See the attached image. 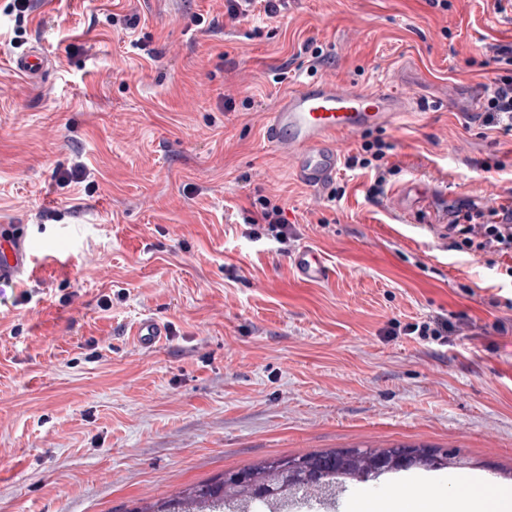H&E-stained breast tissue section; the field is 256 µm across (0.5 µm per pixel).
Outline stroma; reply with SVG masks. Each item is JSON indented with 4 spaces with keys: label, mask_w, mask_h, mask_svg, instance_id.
<instances>
[{
    "label": "stroma",
    "mask_w": 512,
    "mask_h": 512,
    "mask_svg": "<svg viewBox=\"0 0 512 512\" xmlns=\"http://www.w3.org/2000/svg\"><path fill=\"white\" fill-rule=\"evenodd\" d=\"M8 2L0 224L43 249L0 288V512H138L269 459L399 445L512 488V310L437 221L512 184V136L475 104L487 43L512 42V0H288L233 28L224 0H36L20 25ZM309 41L319 75L419 95L378 131L397 167L384 196L342 167V199L312 192L263 141ZM35 45L54 61L42 88L11 67ZM78 161L89 180L65 181ZM260 196L284 207L290 241L250 237ZM303 246L328 281L294 274ZM145 314L169 326L154 349L131 336ZM463 316L472 330L442 344L402 329ZM448 475L385 474L291 512H374L385 489L406 512V491Z\"/></svg>",
    "instance_id": "obj_1"
}]
</instances>
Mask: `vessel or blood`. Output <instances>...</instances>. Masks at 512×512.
<instances>
[{"label": "vessel or blood", "instance_id": "vessel-or-blood-1", "mask_svg": "<svg viewBox=\"0 0 512 512\" xmlns=\"http://www.w3.org/2000/svg\"><path fill=\"white\" fill-rule=\"evenodd\" d=\"M51 66V57L39 48L14 61L15 71L33 82L41 81ZM409 106V96L393 89L359 90L317 76L279 97L266 114L263 138L270 150L291 163L294 178L317 192L335 178L348 137L395 124ZM35 250L23 225H0V286L28 272ZM291 264L306 282H322L331 275L324 257L307 246L293 254ZM132 334L149 349L164 341L168 329L148 316L136 323Z\"/></svg>", "mask_w": 512, "mask_h": 512}]
</instances>
